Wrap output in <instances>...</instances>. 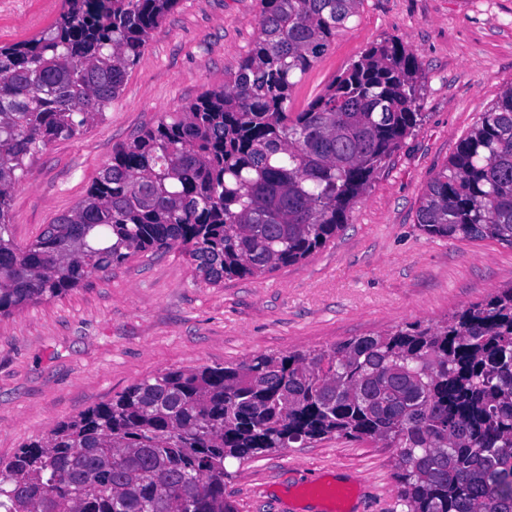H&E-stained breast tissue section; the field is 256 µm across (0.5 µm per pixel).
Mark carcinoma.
Returning <instances> with one entry per match:
<instances>
[{"label":"carcinoma","instance_id":"cac0c4a2","mask_svg":"<svg viewBox=\"0 0 512 512\" xmlns=\"http://www.w3.org/2000/svg\"><path fill=\"white\" fill-rule=\"evenodd\" d=\"M260 2L231 81L117 146L24 245L9 207L28 160L103 115L178 0H64L53 27L0 47V315L174 247L213 285L263 276L344 227L419 125L418 60L383 41L292 112L362 0ZM417 220L512 247V86L429 182ZM333 436L398 449L408 512H512V286L442 325L143 379L0 461V512H231L226 459Z\"/></svg>","mask_w":512,"mask_h":512}]
</instances>
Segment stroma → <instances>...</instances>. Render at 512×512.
<instances>
[{
	"mask_svg": "<svg viewBox=\"0 0 512 512\" xmlns=\"http://www.w3.org/2000/svg\"><path fill=\"white\" fill-rule=\"evenodd\" d=\"M260 10L259 0H179L103 116L35 154L10 200L16 241L70 210L117 145L223 87L259 36ZM62 11V0H0V44L38 35ZM388 39L419 62L422 120L325 247L218 285L196 276L182 249L147 252L0 316V460L157 373L441 321L512 285V247L432 237L417 221L428 183L512 85V0H362L294 88L292 111ZM397 465L396 449L371 441L294 443L227 462L224 501L233 512H407Z\"/></svg>",
	"mask_w": 512,
	"mask_h": 512,
	"instance_id": "35a3bbf8",
	"label": "stroma"
}]
</instances>
